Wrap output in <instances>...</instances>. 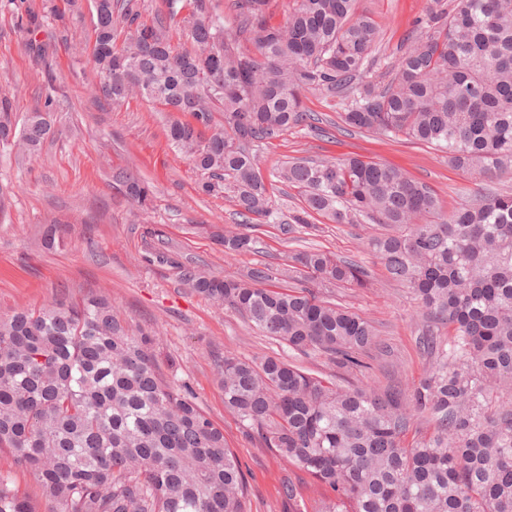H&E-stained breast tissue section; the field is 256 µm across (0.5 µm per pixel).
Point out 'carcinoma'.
Masks as SVG:
<instances>
[{"label":"carcinoma","mask_w":512,"mask_h":512,"mask_svg":"<svg viewBox=\"0 0 512 512\" xmlns=\"http://www.w3.org/2000/svg\"><path fill=\"white\" fill-rule=\"evenodd\" d=\"M268 0H236V29L217 0H165L152 25L133 0H92L91 38L68 46L91 55L87 94L121 108L146 99L178 112L166 137L208 175L205 194L233 193L242 226L278 224L288 234L312 215L385 228L369 247L390 278L426 312L434 365L406 390L340 386L276 356L234 355L217 365L224 408L263 447L332 492L308 506L282 483L288 512H512V193L466 200L448 214L427 185L403 170L356 157L296 159L277 181L298 190L284 220L252 147L300 126L321 133L302 92L345 101V125L434 146L482 180L512 175V0H441L390 71L363 82L378 41L356 0H293L273 24ZM62 17L58 5L18 16L34 54L37 35ZM190 46L175 43L170 27ZM57 88L43 107L14 119L0 99V156L32 158L54 133ZM141 201L148 186L124 181ZM248 232L224 233V251L247 252ZM297 282L267 288L271 268L245 277L197 271L186 282L237 311L261 335L345 372L378 348V330L318 288L366 285L359 264L299 251L284 270ZM31 472L47 512H250L241 463L224 430L184 384L165 378L152 339L136 334L104 296L61 298L0 316V454ZM0 512H37L0 468Z\"/></svg>","instance_id":"1"}]
</instances>
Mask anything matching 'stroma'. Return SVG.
Masks as SVG:
<instances>
[{
	"label": "stroma",
	"mask_w": 512,
	"mask_h": 512,
	"mask_svg": "<svg viewBox=\"0 0 512 512\" xmlns=\"http://www.w3.org/2000/svg\"><path fill=\"white\" fill-rule=\"evenodd\" d=\"M432 5V0H357V12L370 14L379 25L369 76L390 69L397 47ZM23 9L20 2L0 7V98L11 99L21 121L42 107L46 75H53L61 95L55 134L38 156L0 157V315L64 296L106 295L133 331L154 334L162 372L187 385L223 428L242 464L250 512H286L279 489L287 479L299 483L307 500L329 496L328 488L263 448L257 433L245 431L225 410L215 361L227 352L248 359L277 355L328 378L335 377V365L318 354H294L260 335L232 309L213 305L187 286L185 273L195 268L240 277L263 264L279 270L306 247L360 264L370 274L367 285L333 287L328 297L373 321L385 350L365 358L348 380L383 385L393 376L407 387L433 359L417 342L421 307L408 289L389 279L367 245L374 225L333 224L317 216L311 226L284 235L278 225L263 224L254 232L255 250L225 253L216 236L234 228L235 207L228 196L199 193L201 173L166 138L168 113L142 99L114 109L88 98L95 68L68 51L69 44L92 33L88 0H79L64 23L39 33L47 46L42 57L28 49L18 27ZM304 103L322 116L325 135L292 128L256 149L283 215L302 204L296 189L274 179L276 169L291 158L359 157L398 167L428 185L446 212L489 187L512 191V178H475L449 165L431 145L344 129L339 98L312 90L305 92ZM131 172L150 186L145 206L125 192L123 180Z\"/></svg>",
	"instance_id": "35a3bbf8"
}]
</instances>
